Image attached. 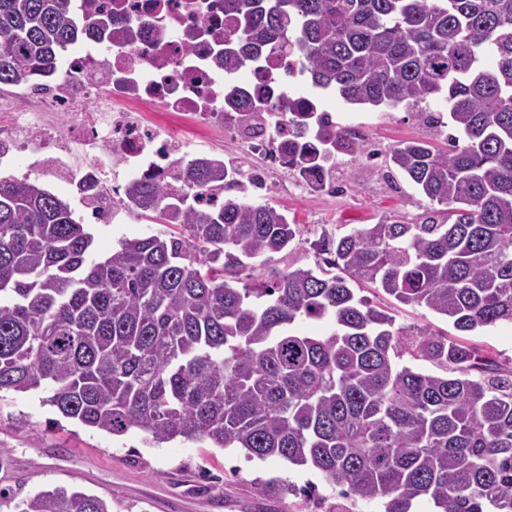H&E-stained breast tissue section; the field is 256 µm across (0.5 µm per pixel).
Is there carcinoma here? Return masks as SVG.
<instances>
[{
	"label": "carcinoma",
	"mask_w": 512,
	"mask_h": 512,
	"mask_svg": "<svg viewBox=\"0 0 512 512\" xmlns=\"http://www.w3.org/2000/svg\"><path fill=\"white\" fill-rule=\"evenodd\" d=\"M106 26L70 0H0V85L50 73L57 53ZM224 70L277 44L314 87L347 103L412 111L448 147L406 141L389 161L440 208L421 224L383 218L312 243L321 260L264 279L257 266L299 234L244 196L201 204L244 171L197 157L194 192L130 182L133 208L173 232L121 239L88 261L94 235L35 180L0 176V392L46 391L63 417L112 436L139 431L307 465L345 496L410 512H512V369L463 342L409 334L356 297L374 286L472 332L512 324V0H224ZM288 123L314 143L286 164L333 184L358 135ZM333 320L312 336L301 321ZM430 361L446 374L400 363ZM14 512H112L55 487Z\"/></svg>",
	"instance_id": "carcinoma-1"
}]
</instances>
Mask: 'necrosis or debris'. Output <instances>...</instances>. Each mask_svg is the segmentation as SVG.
I'll return each mask as SVG.
<instances>
[{"mask_svg":"<svg viewBox=\"0 0 512 512\" xmlns=\"http://www.w3.org/2000/svg\"><path fill=\"white\" fill-rule=\"evenodd\" d=\"M110 25L67 53L56 71L29 81L33 110L0 108V160L25 158V170H49L53 183L78 198L83 211L110 223L127 205V181L109 180L119 164L139 178L178 192V161L191 145L180 131L147 122L146 113L192 116L199 127L230 134L246 151L279 163L288 146V117L268 111L269 94L291 100L299 75L294 53L267 47L257 63L228 74L222 0H97ZM139 26L135 42L123 31ZM235 88L251 98L263 121L224 103Z\"/></svg>","mask_w":512,"mask_h":512,"instance_id":"obj_1","label":"necrosis or debris"}]
</instances>
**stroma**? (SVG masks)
Instances as JSON below:
<instances>
[{
    "instance_id": "35a3bbf8",
    "label": "stroma",
    "mask_w": 512,
    "mask_h": 512,
    "mask_svg": "<svg viewBox=\"0 0 512 512\" xmlns=\"http://www.w3.org/2000/svg\"><path fill=\"white\" fill-rule=\"evenodd\" d=\"M340 124L351 123L374 157L336 169L338 192L297 190L293 173L278 167L266 188L251 193L252 202L275 206L299 225L303 243L274 255L268 267L286 269L300 261L313 263L307 239L327 231L343 235L385 217L407 224L423 223L431 206L392 166L389 151L400 141L425 136L410 112L398 107L352 105L342 98L324 101ZM94 256L118 240L157 232L144 216H118L109 224L89 221ZM372 305L391 306L396 325L456 337L452 323L423 307H411L364 287ZM465 342L492 352L501 367H512V324H500L465 335ZM0 448L8 452L0 466V487L29 496L57 486L76 488L104 498L112 512H380L373 501L346 497L315 469L276 459H247L239 448H214L182 440L152 446L140 432L115 437L63 418L45 404L39 392L0 393Z\"/></svg>"
}]
</instances>
